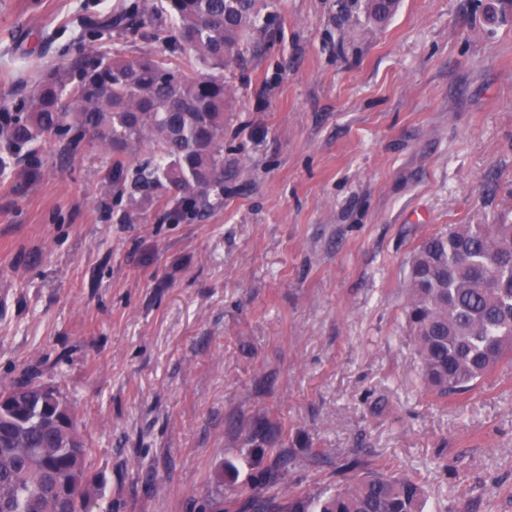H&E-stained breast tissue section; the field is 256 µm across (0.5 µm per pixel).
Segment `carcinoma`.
<instances>
[{
    "label": "carcinoma",
    "mask_w": 512,
    "mask_h": 512,
    "mask_svg": "<svg viewBox=\"0 0 512 512\" xmlns=\"http://www.w3.org/2000/svg\"><path fill=\"white\" fill-rule=\"evenodd\" d=\"M271 0H142L120 4L108 26L165 16L149 37L159 54L84 52L30 83L0 108V172L48 139L70 155L98 145L112 154L110 191L174 192L171 213L198 212L224 191V68ZM189 55L191 71L173 61ZM152 160L137 166L140 148ZM408 322L421 374L439 397L463 393L512 361V224H454L412 257ZM59 389L27 381L0 387V512H89L102 480ZM408 477L370 473L317 500L294 496L286 512H423Z\"/></svg>",
    "instance_id": "carcinoma-1"
}]
</instances>
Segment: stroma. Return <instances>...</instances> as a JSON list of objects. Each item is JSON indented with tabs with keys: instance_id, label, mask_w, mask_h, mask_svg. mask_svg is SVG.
Masks as SVG:
<instances>
[{
	"instance_id": "35a3bbf8",
	"label": "stroma",
	"mask_w": 512,
	"mask_h": 512,
	"mask_svg": "<svg viewBox=\"0 0 512 512\" xmlns=\"http://www.w3.org/2000/svg\"><path fill=\"white\" fill-rule=\"evenodd\" d=\"M0 0V107L116 2ZM224 193L167 217L61 142L0 175V382L59 388L104 487L91 512H245L369 472L427 512H512V363L429 393L410 261L451 224H512V15L498 0H274L224 72Z\"/></svg>"
}]
</instances>
